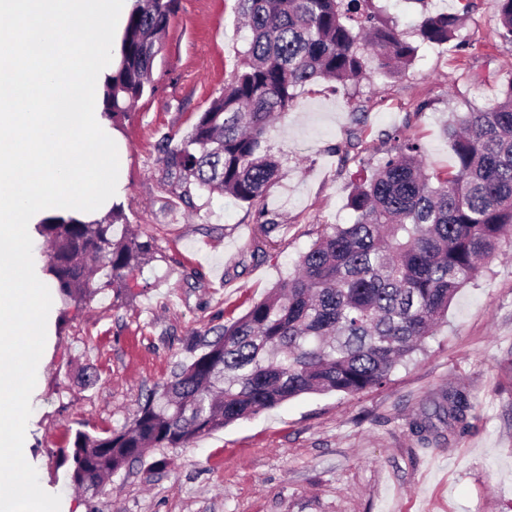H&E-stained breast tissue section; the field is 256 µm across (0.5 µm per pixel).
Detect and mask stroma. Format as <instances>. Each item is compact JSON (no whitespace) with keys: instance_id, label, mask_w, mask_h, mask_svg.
I'll return each instance as SVG.
<instances>
[{"instance_id":"35a3bbf8","label":"stroma","mask_w":512,"mask_h":512,"mask_svg":"<svg viewBox=\"0 0 512 512\" xmlns=\"http://www.w3.org/2000/svg\"><path fill=\"white\" fill-rule=\"evenodd\" d=\"M461 39L422 43L423 9L461 11L464 0H372L418 46L403 72L369 60L358 86L318 80L299 89L269 127L278 176L259 207L163 181L157 141L184 136L230 81L249 31L236 0H178L145 94L113 132L114 202L153 245L121 289L78 302L53 298L24 456L61 512H512V241L461 288L448 320L381 388L356 397L304 395L239 420L183 448H157L112 476L101 495L69 479L76 430L129 425L146 395L199 350L191 339L243 316L328 225L349 224L348 196L393 149L388 133L418 141L428 173L451 169L453 114L496 105L512 83V50L496 31L498 0H475ZM359 145L347 149L351 135ZM275 218L272 243L254 249L259 211ZM464 387L475 404L459 429L443 396ZM432 425L429 444L409 428Z\"/></svg>"}]
</instances>
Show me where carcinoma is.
I'll list each match as a JSON object with an SVG mask.
<instances>
[{"mask_svg":"<svg viewBox=\"0 0 512 512\" xmlns=\"http://www.w3.org/2000/svg\"><path fill=\"white\" fill-rule=\"evenodd\" d=\"M371 0H237L250 29L245 62L231 82L173 142L161 134L164 179L188 198L194 189L258 204L278 163L261 150L274 114L315 80L346 86L367 78L359 52L369 31L379 68L405 70L417 48ZM178 0H135L100 112L118 124L148 91ZM499 37L512 47V0H499ZM464 16L423 11L418 34L434 45L456 38ZM454 166L445 177L422 168V147L390 135L394 153L354 188L351 224H336L277 283L213 340L150 391L131 425L94 436L75 433L71 482L87 495L105 477L154 448H182L240 419L306 394L354 397L384 386L420 351L457 292L474 281L512 233V82L496 106L470 109L448 124ZM122 205L91 221L50 214L36 231L51 245L47 274L64 301H79L94 278L118 287L151 254V241L118 230ZM448 424L473 408L462 388L443 396Z\"/></svg>","mask_w":512,"mask_h":512,"instance_id":"1","label":"carcinoma"}]
</instances>
